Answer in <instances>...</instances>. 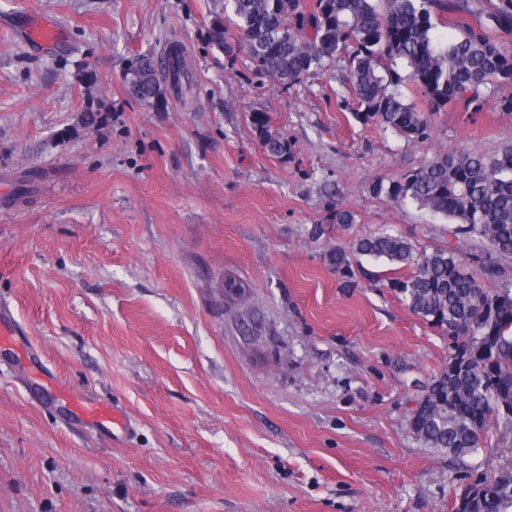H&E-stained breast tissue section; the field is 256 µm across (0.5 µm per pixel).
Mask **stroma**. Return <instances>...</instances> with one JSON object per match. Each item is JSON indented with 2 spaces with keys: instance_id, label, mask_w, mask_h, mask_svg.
<instances>
[{
  "instance_id": "obj_1",
  "label": "stroma",
  "mask_w": 512,
  "mask_h": 512,
  "mask_svg": "<svg viewBox=\"0 0 512 512\" xmlns=\"http://www.w3.org/2000/svg\"><path fill=\"white\" fill-rule=\"evenodd\" d=\"M214 5L0 0V306L18 332L0 342V512H453L465 470L512 462V435L460 461L423 447L406 419L447 337L385 288L389 265L361 259L346 288L324 253L386 225L457 245L442 216L369 187L512 140V84L409 143L339 108L336 80L284 93L208 47ZM37 20L61 44L25 40ZM171 39L194 93L160 112L125 74ZM86 67L110 110L78 132ZM334 200L354 224L310 238ZM87 405L133 434L88 431ZM250 120L253 128L258 132L266 150L276 157L287 159L288 140L280 134H273L269 131V118L267 113L252 112Z\"/></svg>"
}]
</instances>
